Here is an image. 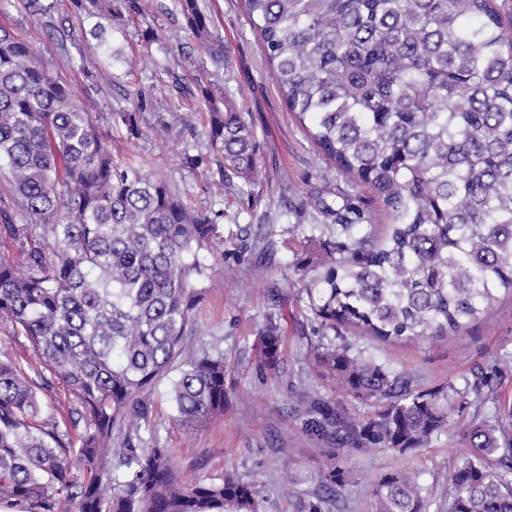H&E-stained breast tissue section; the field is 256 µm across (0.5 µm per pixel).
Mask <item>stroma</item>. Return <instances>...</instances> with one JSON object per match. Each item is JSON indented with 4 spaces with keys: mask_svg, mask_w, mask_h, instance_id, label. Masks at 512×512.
Instances as JSON below:
<instances>
[{
    "mask_svg": "<svg viewBox=\"0 0 512 512\" xmlns=\"http://www.w3.org/2000/svg\"><path fill=\"white\" fill-rule=\"evenodd\" d=\"M41 3L48 13L25 9L21 0H0V27L32 41L55 75L72 84L78 96L90 97L113 153L168 180L195 208L223 210L225 231L249 223L262 227L261 240L235 273L211 262L207 292L188 338L189 349L214 342L224 352L223 417L185 429L171 420L168 384H160L152 395L160 436L174 450L181 479L206 483L225 470L235 471L255 486L260 512H366L373 483L385 473L406 470L416 472L429 489L427 512H448V470L466 456L458 436L460 419H452L428 447L352 455L337 497L324 482L336 464L329 445L301 431L302 407L292 390L301 381L312 395L342 402L363 418L374 416L381 406L336 388L318 376L311 360L315 337L307 298L286 274L297 246L291 227L310 221L296 208L319 188L316 173L325 161L288 112L242 0H200L212 16L213 38L228 50L225 66L215 64L185 30L175 0H144L143 16L124 25L89 15L76 0ZM149 27L158 32V41H145ZM187 55L195 71L184 70ZM199 82L250 114L258 139L259 178L250 188L249 209L211 192L219 181L221 157L210 151L203 134L208 113L184 92ZM137 92L149 104L140 117L143 134L134 139L110 115L129 109V96ZM187 150L204 154V162L187 167ZM270 314L281 317L284 363L280 374L263 376L255 369L254 345ZM345 335L355 349L411 378L414 388L471 387L490 376L503 400L512 403L511 291H499L489 314L445 341L386 343L355 329Z\"/></svg>",
    "mask_w": 512,
    "mask_h": 512,
    "instance_id": "obj_1",
    "label": "stroma"
}]
</instances>
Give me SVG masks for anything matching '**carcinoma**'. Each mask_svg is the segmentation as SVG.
<instances>
[{
    "label": "carcinoma",
    "mask_w": 512,
    "mask_h": 512,
    "mask_svg": "<svg viewBox=\"0 0 512 512\" xmlns=\"http://www.w3.org/2000/svg\"><path fill=\"white\" fill-rule=\"evenodd\" d=\"M124 24L141 0H78ZM288 111L330 165L311 198L313 224L290 264L305 281L318 372L346 393L384 403L361 418L301 387L302 431L336 453L424 448L487 387L415 390L353 351L343 330L377 340H444L512 291V22L492 0H244ZM206 45L212 18L176 0ZM206 135L221 155L220 190L244 203L259 177L248 113L205 92ZM111 119L141 135L135 112ZM0 170L18 224L0 207V322L37 364L0 352V505L27 512H258L233 471L189 484L155 430L151 395L171 383L173 420L200 428L224 415V353L187 351L207 256L232 272L248 251L224 238L220 211L188 204L170 183L112 155L71 84L26 38L0 29ZM347 188H332L338 178ZM372 187L392 224L379 237L358 204ZM320 231L328 239L313 235ZM324 268L319 276L309 272ZM257 366L282 364L281 325L258 332ZM50 376H45V373ZM58 380L61 424L39 393ZM469 453L448 471V512H512V408L460 432ZM501 453L503 469L489 456ZM428 489L404 471L373 486V512H426Z\"/></svg>",
    "instance_id": "cac0c4a2"
}]
</instances>
